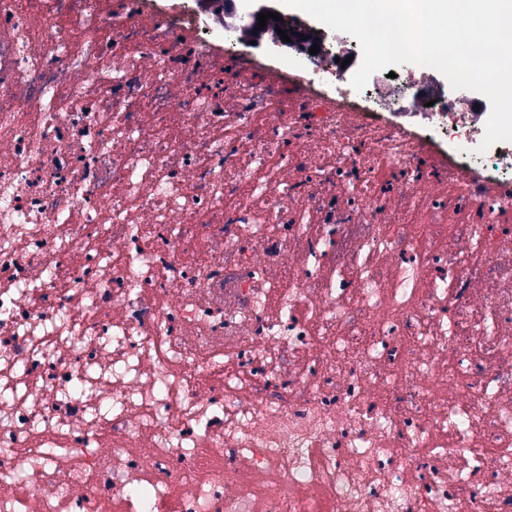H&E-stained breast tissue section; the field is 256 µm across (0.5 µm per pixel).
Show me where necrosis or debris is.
<instances>
[{"mask_svg": "<svg viewBox=\"0 0 512 512\" xmlns=\"http://www.w3.org/2000/svg\"><path fill=\"white\" fill-rule=\"evenodd\" d=\"M223 22L0 0V512H512V141Z\"/></svg>", "mask_w": 512, "mask_h": 512, "instance_id": "obj_1", "label": "necrosis or debris"}]
</instances>
